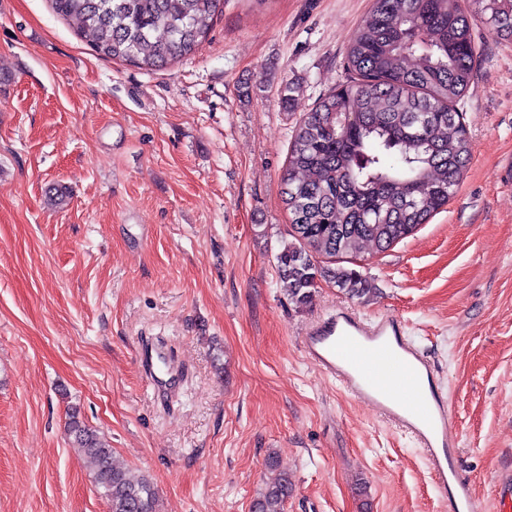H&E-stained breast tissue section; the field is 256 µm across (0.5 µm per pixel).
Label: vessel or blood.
<instances>
[{"label": "vessel or blood", "mask_w": 512, "mask_h": 512, "mask_svg": "<svg viewBox=\"0 0 512 512\" xmlns=\"http://www.w3.org/2000/svg\"><path fill=\"white\" fill-rule=\"evenodd\" d=\"M306 358L354 398L410 435L425 453L448 512H478L468 479L457 469L458 443L452 434L448 403L437 390H424L434 369L405 335L400 320L387 315L368 321L339 308L323 316L304 336ZM142 368L155 389L174 388L180 367L161 344L144 347Z\"/></svg>", "instance_id": "vessel-or-blood-1"}]
</instances>
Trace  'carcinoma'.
<instances>
[{
  "label": "carcinoma",
  "mask_w": 512,
  "mask_h": 512,
  "mask_svg": "<svg viewBox=\"0 0 512 512\" xmlns=\"http://www.w3.org/2000/svg\"><path fill=\"white\" fill-rule=\"evenodd\" d=\"M373 0L347 66L357 75L322 98L296 125L282 202L292 237L278 256L288 296L309 304L325 271L314 255L385 250L448 203L471 147L454 102L468 89L476 45L471 16L512 41V0ZM98 54L152 69L199 52L221 0H51ZM331 278L351 297L370 292L355 270ZM68 433L82 449L109 512H159L158 494L134 477L81 419ZM293 489L283 473L266 484L252 512H285Z\"/></svg>",
  "instance_id": "cac0c4a2"
}]
</instances>
